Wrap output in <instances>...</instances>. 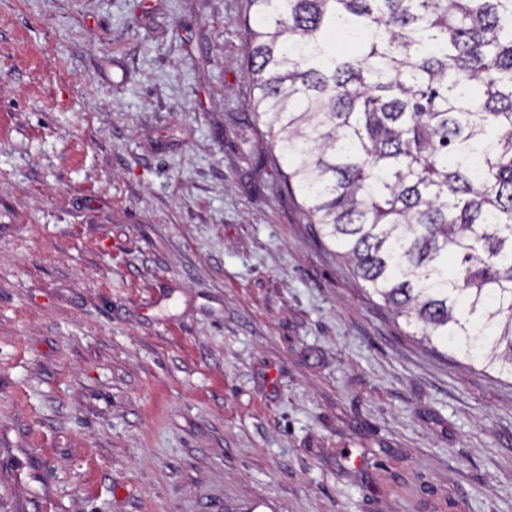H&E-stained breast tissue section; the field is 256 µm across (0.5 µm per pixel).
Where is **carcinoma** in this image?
Instances as JSON below:
<instances>
[{
    "label": "carcinoma",
    "mask_w": 512,
    "mask_h": 512,
    "mask_svg": "<svg viewBox=\"0 0 512 512\" xmlns=\"http://www.w3.org/2000/svg\"><path fill=\"white\" fill-rule=\"evenodd\" d=\"M252 110L323 237L512 379V0H249Z\"/></svg>",
    "instance_id": "carcinoma-1"
}]
</instances>
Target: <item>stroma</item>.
I'll return each instance as SVG.
<instances>
[{"mask_svg": "<svg viewBox=\"0 0 512 512\" xmlns=\"http://www.w3.org/2000/svg\"><path fill=\"white\" fill-rule=\"evenodd\" d=\"M256 22L0 0V512H512V379L319 236Z\"/></svg>", "mask_w": 512, "mask_h": 512, "instance_id": "obj_1", "label": "stroma"}]
</instances>
